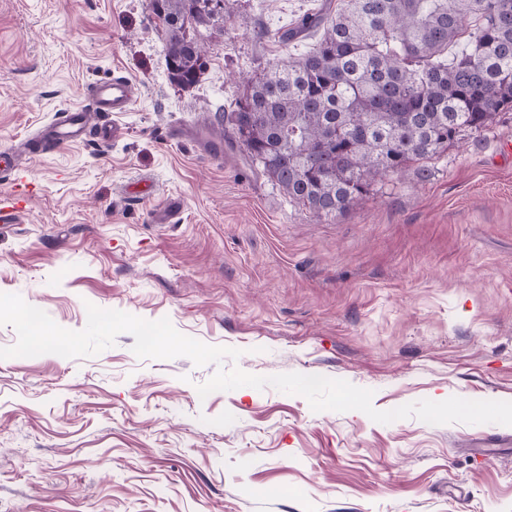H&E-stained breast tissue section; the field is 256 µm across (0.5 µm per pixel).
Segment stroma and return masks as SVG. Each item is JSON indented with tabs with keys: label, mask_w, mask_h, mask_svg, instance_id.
I'll list each match as a JSON object with an SVG mask.
<instances>
[{
	"label": "stroma",
	"mask_w": 512,
	"mask_h": 512,
	"mask_svg": "<svg viewBox=\"0 0 512 512\" xmlns=\"http://www.w3.org/2000/svg\"><path fill=\"white\" fill-rule=\"evenodd\" d=\"M343 0H224L207 69L170 82L149 0H0V152L22 183L0 229V293L79 331L87 305L169 319L237 360L0 359V512H512V426L381 424L217 369L342 379L388 411L512 402V112L347 212L310 223L219 134L239 86L313 42L295 19ZM123 75L114 139L39 153L41 132ZM190 135L172 138L174 128ZM157 185L143 192L141 178ZM181 209L161 221L169 198Z\"/></svg>",
	"instance_id": "1"
}]
</instances>
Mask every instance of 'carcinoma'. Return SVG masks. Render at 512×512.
I'll list each match as a JSON object with an SVG mask.
<instances>
[{
    "instance_id": "cac0c4a2",
    "label": "carcinoma",
    "mask_w": 512,
    "mask_h": 512,
    "mask_svg": "<svg viewBox=\"0 0 512 512\" xmlns=\"http://www.w3.org/2000/svg\"><path fill=\"white\" fill-rule=\"evenodd\" d=\"M152 12L169 80L194 87L206 68L200 29L223 23V8L159 0ZM313 29L314 48L247 81L224 121L228 143L315 221L512 111V0H347L279 40Z\"/></svg>"
}]
</instances>
